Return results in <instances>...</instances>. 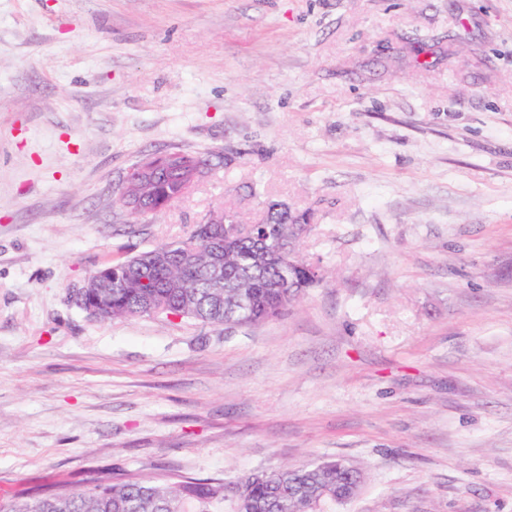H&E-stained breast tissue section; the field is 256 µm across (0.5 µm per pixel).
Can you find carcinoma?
<instances>
[{"label":"carcinoma","instance_id":"1","mask_svg":"<svg viewBox=\"0 0 512 512\" xmlns=\"http://www.w3.org/2000/svg\"><path fill=\"white\" fill-rule=\"evenodd\" d=\"M176 158L155 170L149 205L165 208L184 197L182 169H200L209 160L173 148ZM305 223V215L278 202L267 204L257 227L234 238L235 255L224 262L222 283L212 281L210 252L203 225L193 236L153 247L168 253V263L148 268L145 253L114 262L94 273L112 277L110 292L95 306L104 319L132 320L144 316H174L221 327L251 325L282 315L323 275L317 265L298 260L288 270L273 260L257 268L253 250L274 253L283 244L287 224ZM357 475L342 461L282 467L251 473L233 487L217 479L181 475L126 476L90 488L45 489L25 496L0 512H309L308 503L336 502V490H349Z\"/></svg>","mask_w":512,"mask_h":512}]
</instances>
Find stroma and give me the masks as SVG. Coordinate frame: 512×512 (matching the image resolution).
Listing matches in <instances>:
<instances>
[{
	"mask_svg": "<svg viewBox=\"0 0 512 512\" xmlns=\"http://www.w3.org/2000/svg\"><path fill=\"white\" fill-rule=\"evenodd\" d=\"M175 146L209 166L129 225ZM270 201L326 272L284 316L77 306ZM336 458L335 512H512V0H0V503ZM149 179L150 170L130 168L126 172L122 184L125 188V200L127 201L126 207L129 212L135 213L139 210V203ZM122 184L116 191V195H118V200L120 202L122 201Z\"/></svg>",
	"mask_w": 512,
	"mask_h": 512,
	"instance_id": "obj_1",
	"label": "stroma"
}]
</instances>
